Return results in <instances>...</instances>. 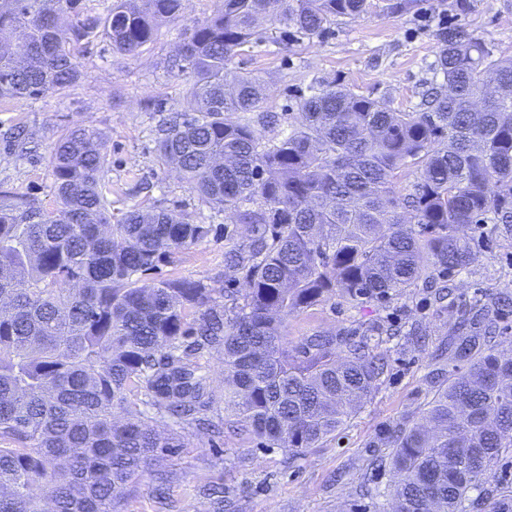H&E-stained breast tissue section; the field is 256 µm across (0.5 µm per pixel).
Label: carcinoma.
I'll return each mask as SVG.
<instances>
[{
  "label": "carcinoma",
  "instance_id": "cac0c4a2",
  "mask_svg": "<svg viewBox=\"0 0 512 512\" xmlns=\"http://www.w3.org/2000/svg\"><path fill=\"white\" fill-rule=\"evenodd\" d=\"M414 0H218L179 45L194 76L187 112L156 145L189 189L252 236L224 255L242 293L205 279L140 277L204 240L211 224L134 208L112 223L105 138L85 124L51 145L56 206L0 190V512H124L144 469L189 438L224 434L206 360L224 364V405L260 443L297 454L335 436L387 371L368 341L317 334L295 343L288 318L340 296L382 301L469 268L460 234L512 236V59L456 28L437 33L438 90L417 109L314 80L301 121L263 141L245 116L262 79L226 64L261 21L319 37L336 21ZM183 0H0V99L62 94L78 53L101 39L135 56ZM71 18L68 48L58 28ZM226 112L244 117L232 121ZM419 177L399 191L411 168ZM468 373L427 404L431 428L400 427L399 480L381 512H470L491 463L512 448V350L448 337Z\"/></svg>",
  "mask_w": 512,
  "mask_h": 512
}]
</instances>
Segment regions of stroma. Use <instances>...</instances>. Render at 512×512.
I'll list each match as a JSON object with an SVG mask.
<instances>
[{
  "mask_svg": "<svg viewBox=\"0 0 512 512\" xmlns=\"http://www.w3.org/2000/svg\"><path fill=\"white\" fill-rule=\"evenodd\" d=\"M470 4L460 13L444 10L440 0H415L406 13L371 11L344 19L313 40L285 36L281 25L263 22L257 42L235 56L228 69L264 79L261 110L279 118L276 125L261 127L268 139L297 123V102L316 76L388 98L394 108L409 111L420 102L423 82L433 77L439 26L472 32L493 46L496 55L512 58V0ZM213 8L214 0H184L181 16L162 22L156 41L134 57L95 42L81 55L82 76L68 94L0 103V187L53 206L49 146L60 129L89 125L106 138L113 219L134 207H152L213 225V234L162 266L159 274L208 278L221 288L228 284L224 253L246 239L248 230L190 191L176 169L161 165L156 157L166 112L186 107L190 74L172 67L171 60L193 22L204 20ZM19 125L29 134L27 150L6 149V133ZM488 231L485 225L467 229L475 241V259L470 270L451 275V293L444 301L419 285L385 303L339 297L289 318L293 342L318 332L359 336L370 331L389 357V369L376 391L334 437L293 456L242 433L225 435L213 446L191 440L174 459L167 500L156 498V470L149 467L127 512H213L199 489L219 479L224 482V512H372L373 494L394 484L390 467L372 466L388 457L391 430L421 423L438 386L469 368L448 359L457 309L478 299L512 300V239L484 242ZM228 285L240 289L244 282L238 278Z\"/></svg>",
  "mask_w": 512,
  "mask_h": 512,
  "instance_id": "obj_1",
  "label": "stroma"
}]
</instances>
